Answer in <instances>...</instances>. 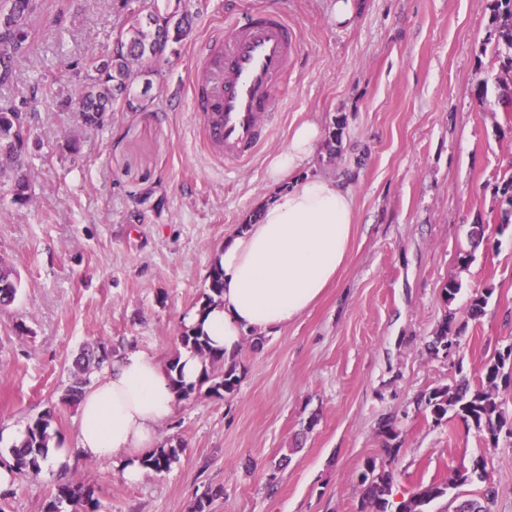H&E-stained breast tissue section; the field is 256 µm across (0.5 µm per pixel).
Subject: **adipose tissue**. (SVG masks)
Here are the masks:
<instances>
[{"mask_svg":"<svg viewBox=\"0 0 512 512\" xmlns=\"http://www.w3.org/2000/svg\"><path fill=\"white\" fill-rule=\"evenodd\" d=\"M321 137L316 122L294 128L269 166L271 192L258 216L215 252L224 280L220 301L186 319L201 325L225 363L238 361L248 334L280 331L307 311L348 257L355 224L350 192L333 178L299 173ZM176 401L166 366L148 352L127 351L85 388L75 445L56 439L49 453L59 464L77 457L108 461L127 481H139L141 459L159 445Z\"/></svg>","mask_w":512,"mask_h":512,"instance_id":"obj_1","label":"adipose tissue"}]
</instances>
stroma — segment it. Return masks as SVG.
<instances>
[{
    "instance_id": "obj_1",
    "label": "stroma",
    "mask_w": 512,
    "mask_h": 512,
    "mask_svg": "<svg viewBox=\"0 0 512 512\" xmlns=\"http://www.w3.org/2000/svg\"><path fill=\"white\" fill-rule=\"evenodd\" d=\"M29 21L34 52L17 62L0 102L48 83L66 95L82 82L67 61L111 49L142 0H41ZM335 0H158L193 29L157 62L143 112L83 125L43 103L25 167L29 198L0 182V259L21 280L0 310V425H27L55 407L54 429L76 441V406L60 403L73 359L106 341L168 362L225 236L253 216L268 166L292 127L330 131L344 118L336 154L318 146L302 173L341 181L354 199V236L336 282L261 346L244 343L237 391L176 404L162 439L181 446L171 469L126 482L108 462L46 460L16 480L5 512H45L58 483L98 490L100 512H191L223 487L210 512H358V473L381 459V420L396 417L402 449L392 502L484 460L462 496L497 491L512 512V444L491 446L456 418L426 420L424 391L476 375L512 344V223H499L497 186L512 176V112L496 75L495 0H356L352 19ZM273 7L297 52L276 93L268 139L242 166L220 163L199 136L190 104L193 50L231 14ZM64 11L63 25L49 18ZM76 140L77 151L68 150ZM482 225L484 239L470 243ZM472 252L470 263L460 254ZM460 290L446 301L443 289ZM490 290L478 319L473 295ZM461 327L451 355L427 349L446 316ZM276 483L268 474L280 459Z\"/></svg>"
}]
</instances>
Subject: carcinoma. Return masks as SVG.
<instances>
[{
	"mask_svg": "<svg viewBox=\"0 0 512 512\" xmlns=\"http://www.w3.org/2000/svg\"><path fill=\"white\" fill-rule=\"evenodd\" d=\"M504 8L503 20L495 35L497 45L508 50L501 68L507 74L512 73V0H495ZM39 0H0V83L8 82L15 64L29 55L32 41L29 19L37 12ZM190 33V18L177 10L161 11L157 0H143L141 10L130 17L126 27L118 33L112 49L102 58L71 60L66 67L84 73L86 85L77 99H65L58 103L61 112H78L87 126L103 124L107 113L116 107L129 112L145 109V100L152 89L155 70L148 66L159 61L173 45L181 43ZM145 63L142 70L144 89L141 94L130 92V76L133 64ZM53 97L51 86L32 87L21 99L0 106V177L6 172L13 173L12 191L14 200L23 202L28 198L29 178L23 171L24 154L38 119V106L42 101ZM208 288L196 302L203 311L216 302L222 292V274L212 267L207 276ZM19 287L16 271L0 259V308L11 305ZM453 318H445L434 332L428 349L434 353L448 352V348L457 343L452 330ZM182 347L191 349L205 362L202 377L194 384L177 388V400L188 401L200 395L222 399L233 394L239 385L240 376L233 367L224 366V353L213 350L205 334L196 327H184L178 336ZM110 350L101 342L95 351L84 355L75 362L77 372L66 387L61 402L75 404L79 400L84 385L80 373L88 369L86 362L97 358L101 363L108 359ZM512 375V361L501 354L490 359L473 383L463 375L452 385H442L421 393L416 399L419 413L439 424L454 417L466 426H472L483 433L488 443L494 447L499 444V436L506 427L512 429V418L499 399L498 380ZM55 409L49 408L32 419L21 444L13 447L9 466L20 478L36 477L42 471V464L48 455L49 441L52 438ZM380 433L384 437L382 454L384 461L376 464L373 459L364 464L359 473V485L362 494L359 512H389L392 507L390 497L394 484V472L391 469L399 456L400 431L391 418L381 425ZM181 448L169 441L162 442L149 451L143 466L147 472L160 474L170 470L178 460ZM463 477L456 475L446 482L420 486L409 497L400 502L398 512H428L429 505L448 495L450 489L457 486ZM496 492L494 487L486 488L478 499L454 500L455 512H494ZM68 502L74 506V512H98L100 501L96 488L83 482H62L57 485L52 499L46 505L45 512H59V504Z\"/></svg>",
	"mask_w": 512,
	"mask_h": 512,
	"instance_id": "cac0c4a2",
	"label": "carcinoma"
}]
</instances>
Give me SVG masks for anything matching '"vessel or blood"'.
Instances as JSON below:
<instances>
[{
  "mask_svg": "<svg viewBox=\"0 0 512 512\" xmlns=\"http://www.w3.org/2000/svg\"><path fill=\"white\" fill-rule=\"evenodd\" d=\"M296 49L287 20L275 9L233 19L226 33H212L196 46L192 107L220 160L242 164L256 154L275 117V88Z\"/></svg>",
  "mask_w": 512,
  "mask_h": 512,
  "instance_id": "b4317fda",
  "label": "vessel or blood"
}]
</instances>
